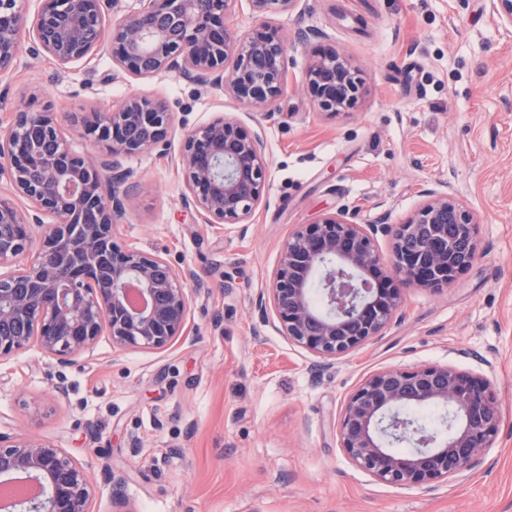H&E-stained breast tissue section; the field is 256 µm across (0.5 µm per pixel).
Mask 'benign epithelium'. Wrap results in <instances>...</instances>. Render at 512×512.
Instances as JSON below:
<instances>
[{
  "label": "benign epithelium",
  "instance_id": "obj_1",
  "mask_svg": "<svg viewBox=\"0 0 512 512\" xmlns=\"http://www.w3.org/2000/svg\"><path fill=\"white\" fill-rule=\"evenodd\" d=\"M138 2L109 22L107 0H45L31 20L23 0H0V74L27 30L63 67L110 46L118 72L140 79L176 73L253 112L277 109L288 88L287 43L268 18L302 15L306 0H249L260 25L243 40L229 23L236 0ZM493 12L512 28V0H493ZM353 73L331 50L308 63L305 81L323 111L338 113L358 97ZM69 124L77 140L105 153L76 151L46 110H19L0 127V176L12 188L0 195V226L13 229L0 235V361L35 345L66 368L102 336L119 350L166 349L188 318L189 274L115 236L132 176L124 162L165 142L173 113L160 99L132 94L110 110L73 112ZM42 140L55 148L39 150ZM176 166L184 205L203 224H245L262 202L264 141L230 113L188 132ZM427 196L402 224L357 222L341 210L298 225L257 295L258 311L272 310L279 331L323 368L382 335L407 289H442L481 255L475 214L451 193ZM33 224L44 229L37 245ZM379 235L391 238L387 258L376 246ZM430 406L448 410L447 433L431 436L405 414ZM501 420L495 384L485 375L440 364L387 368L348 396L339 436L349 461L376 479L426 489L472 471ZM21 480L40 492L0 500V512H92L93 484L81 463L50 442L0 434V483Z\"/></svg>",
  "mask_w": 512,
  "mask_h": 512
}]
</instances>
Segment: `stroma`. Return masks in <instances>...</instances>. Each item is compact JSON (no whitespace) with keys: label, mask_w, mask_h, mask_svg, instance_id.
<instances>
[{"label":"stroma","mask_w":512,"mask_h":512,"mask_svg":"<svg viewBox=\"0 0 512 512\" xmlns=\"http://www.w3.org/2000/svg\"><path fill=\"white\" fill-rule=\"evenodd\" d=\"M290 36L288 90L265 118L173 73L113 74L109 53L59 66L23 39L0 74V126L17 110L106 109L132 92L166 102L174 130L130 160L121 242L191 271L182 336L165 350L92 354L59 367L37 347L0 363V432L64 448L90 473L93 512H512V28L491 0H310L272 15ZM323 36L295 42L298 29ZM335 48L362 93L331 114L304 83ZM220 112L262 134L269 173L249 224H202L176 160ZM430 190L479 218L483 256L448 288L405 292L382 336L328 368L254 300L299 224L345 210L399 224ZM447 364L493 379L502 423L466 477L428 489L375 479L339 442L348 395L370 374Z\"/></svg>","instance_id":"stroma-1"}]
</instances>
